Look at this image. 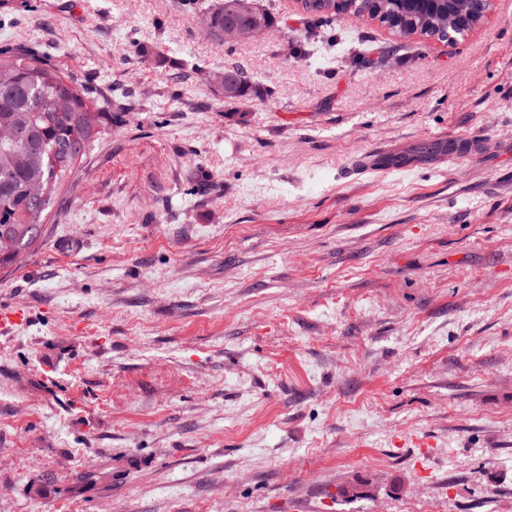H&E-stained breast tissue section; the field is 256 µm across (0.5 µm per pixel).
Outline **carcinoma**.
Returning <instances> with one entry per match:
<instances>
[{
  "instance_id": "obj_1",
  "label": "carcinoma",
  "mask_w": 512,
  "mask_h": 512,
  "mask_svg": "<svg viewBox=\"0 0 512 512\" xmlns=\"http://www.w3.org/2000/svg\"><path fill=\"white\" fill-rule=\"evenodd\" d=\"M231 3L224 0L211 12L214 38L223 39L226 24H271L266 12L241 16ZM302 7L317 25L350 11L397 38L448 40L447 12L409 0H302ZM463 8L482 20L491 3L468 0ZM227 72L235 87L224 101H239L252 87L250 78L239 67ZM110 121L112 114L100 111L83 85L45 59L0 49V269L20 264L35 247L61 186Z\"/></svg>"
}]
</instances>
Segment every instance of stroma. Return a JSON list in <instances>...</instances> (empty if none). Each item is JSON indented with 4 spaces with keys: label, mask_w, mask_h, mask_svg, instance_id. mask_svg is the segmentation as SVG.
<instances>
[{
    "label": "stroma",
    "mask_w": 512,
    "mask_h": 512,
    "mask_svg": "<svg viewBox=\"0 0 512 512\" xmlns=\"http://www.w3.org/2000/svg\"><path fill=\"white\" fill-rule=\"evenodd\" d=\"M218 2L0 0L112 115L0 272V512H512V0L449 42ZM232 0H224L210 14L214 17V23L208 28L210 35L218 40L223 39L229 42H242L251 39L260 32L254 27H224L226 24H258L262 27H268L271 24L269 15L256 9L254 17L241 16L234 12L231 7Z\"/></svg>",
    "instance_id": "35a3bbf8"
}]
</instances>
